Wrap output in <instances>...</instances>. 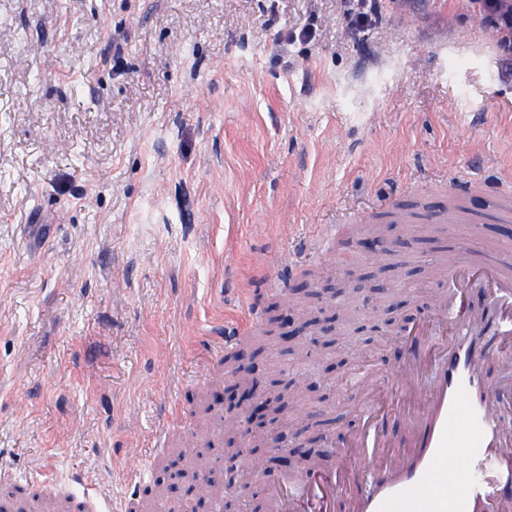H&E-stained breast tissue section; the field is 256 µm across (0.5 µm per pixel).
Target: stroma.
Segmentation results:
<instances>
[{"instance_id":"stroma-1","label":"stroma","mask_w":512,"mask_h":512,"mask_svg":"<svg viewBox=\"0 0 512 512\" xmlns=\"http://www.w3.org/2000/svg\"><path fill=\"white\" fill-rule=\"evenodd\" d=\"M360 55L336 0H0V506L30 492L120 512L128 477L166 466L173 419L203 427L197 397L225 389L213 341L271 307L269 277L321 267L376 303L339 336L310 387L309 419L263 480L233 482L230 512H263L295 430L341 441L372 389L395 378L402 336L385 295L429 318L434 266L454 243L512 245L502 224L424 218L471 174L512 176V70L472 0H385ZM315 40L286 44L305 24ZM416 214L384 262L326 225ZM50 226L51 244L41 239ZM305 248L301 271L290 251Z\"/></svg>"}]
</instances>
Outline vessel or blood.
I'll use <instances>...</instances> for the list:
<instances>
[{"label": "vessel or blood", "instance_id": "vessel-or-blood-1", "mask_svg": "<svg viewBox=\"0 0 512 512\" xmlns=\"http://www.w3.org/2000/svg\"><path fill=\"white\" fill-rule=\"evenodd\" d=\"M443 281L434 316L407 335L402 378L361 409L357 429L322 464L267 484L276 512H512V456L502 451L512 427L499 414L512 406V386L495 395L486 390L464 295L483 290L481 317L492 323L499 347L511 348L512 248L502 247L493 259L459 248ZM262 319L255 306L245 328L226 331L225 355L235 356L245 331ZM430 369L433 386L420 392L417 380ZM401 401L417 402L424 415L397 460L388 452L387 424Z\"/></svg>", "mask_w": 512, "mask_h": 512}]
</instances>
